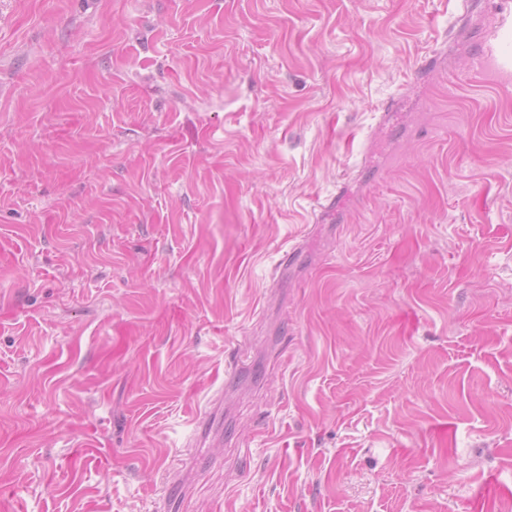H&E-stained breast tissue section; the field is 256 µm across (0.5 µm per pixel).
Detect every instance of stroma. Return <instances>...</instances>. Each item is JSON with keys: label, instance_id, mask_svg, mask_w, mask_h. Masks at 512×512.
<instances>
[{"label": "stroma", "instance_id": "obj_1", "mask_svg": "<svg viewBox=\"0 0 512 512\" xmlns=\"http://www.w3.org/2000/svg\"><path fill=\"white\" fill-rule=\"evenodd\" d=\"M497 3L0 0V512H512ZM508 0L500 1L496 25L484 38L478 52L473 56L472 70L485 77L491 69L501 73L512 72V7Z\"/></svg>", "mask_w": 512, "mask_h": 512}]
</instances>
